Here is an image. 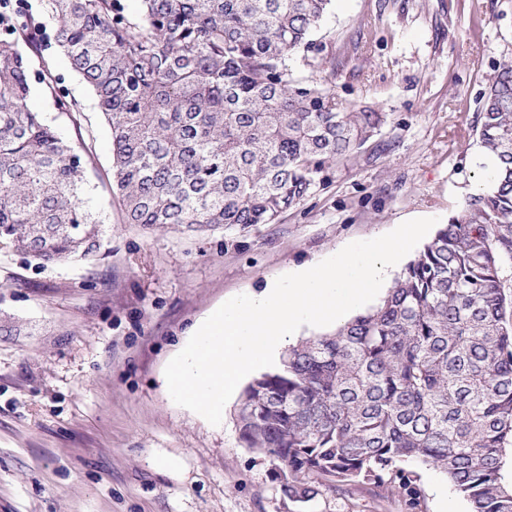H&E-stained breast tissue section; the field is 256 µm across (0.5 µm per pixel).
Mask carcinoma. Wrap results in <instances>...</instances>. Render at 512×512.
Instances as JSON below:
<instances>
[{
	"label": "carcinoma",
	"instance_id": "carcinoma-1",
	"mask_svg": "<svg viewBox=\"0 0 512 512\" xmlns=\"http://www.w3.org/2000/svg\"><path fill=\"white\" fill-rule=\"evenodd\" d=\"M0 0V245L44 266L101 246L85 201L86 106L60 90L42 23L112 133V190L127 223L192 231L273 224L332 162L384 124L326 88L288 79V54L332 0ZM77 142L29 107L32 78ZM477 143L496 160L374 307L288 347L237 412L248 448L288 470L307 502L351 484L420 512L401 464L445 475L470 512H512V63L490 77Z\"/></svg>",
	"mask_w": 512,
	"mask_h": 512
}]
</instances>
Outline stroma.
I'll return each mask as SVG.
<instances>
[{
	"label": "stroma",
	"mask_w": 512,
	"mask_h": 512,
	"mask_svg": "<svg viewBox=\"0 0 512 512\" xmlns=\"http://www.w3.org/2000/svg\"><path fill=\"white\" fill-rule=\"evenodd\" d=\"M310 48L286 65L302 84L386 113L273 224L207 232L126 223L106 181L112 143L94 110L86 193L93 256L44 267L0 248V512H401L394 492L350 486L299 503L243 442L230 398L214 426L176 405L164 370L229 298L402 222L458 215L484 155L476 117L512 60V0H333ZM422 512H469L418 466Z\"/></svg>",
	"instance_id": "stroma-1"
}]
</instances>
